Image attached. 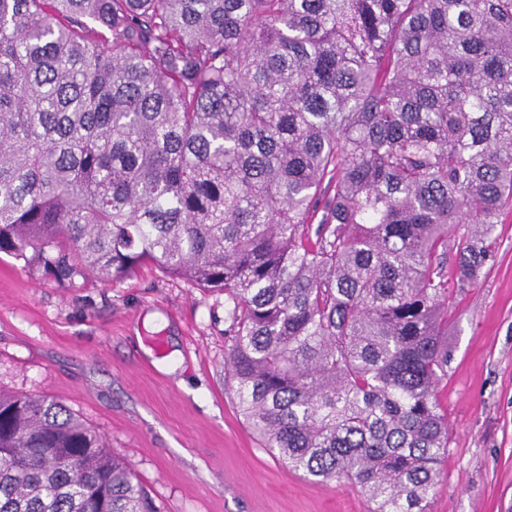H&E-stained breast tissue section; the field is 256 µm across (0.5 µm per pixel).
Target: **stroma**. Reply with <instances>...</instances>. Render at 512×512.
<instances>
[{
    "label": "stroma",
    "mask_w": 512,
    "mask_h": 512,
    "mask_svg": "<svg viewBox=\"0 0 512 512\" xmlns=\"http://www.w3.org/2000/svg\"><path fill=\"white\" fill-rule=\"evenodd\" d=\"M448 312L450 443L432 512H512V207ZM224 295L145 265L62 286L0 255V391L61 400L132 466L159 512H366L262 448L224 366Z\"/></svg>",
    "instance_id": "stroma-1"
}]
</instances>
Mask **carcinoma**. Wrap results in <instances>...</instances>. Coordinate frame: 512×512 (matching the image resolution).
I'll return each instance as SVG.
<instances>
[{"label":"carcinoma","instance_id":"1","mask_svg":"<svg viewBox=\"0 0 512 512\" xmlns=\"http://www.w3.org/2000/svg\"><path fill=\"white\" fill-rule=\"evenodd\" d=\"M512 202V0H0V253L224 292L260 442L431 512L462 288ZM0 512H158L61 402L0 392Z\"/></svg>","mask_w":512,"mask_h":512}]
</instances>
